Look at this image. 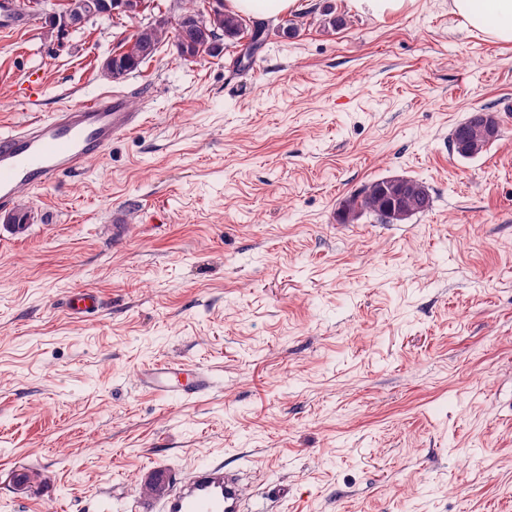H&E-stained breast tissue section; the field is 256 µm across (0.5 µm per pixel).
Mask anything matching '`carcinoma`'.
I'll list each match as a JSON object with an SVG mask.
<instances>
[{"label": "carcinoma", "mask_w": 512, "mask_h": 512, "mask_svg": "<svg viewBox=\"0 0 512 512\" xmlns=\"http://www.w3.org/2000/svg\"><path fill=\"white\" fill-rule=\"evenodd\" d=\"M98 0H66L60 12L78 18L90 10ZM211 9H201L197 0H181V5H169L150 16L149 21L138 25L130 36L118 46V52L103 64L104 74L114 82L124 79L143 62L153 57L159 45L165 41L175 44L179 57L193 59L211 50V38L224 37L243 47L245 55H252L262 44L263 30L250 26L236 13L224 10L221 2ZM467 131L473 142L475 154L487 151L492 140L483 136L472 117H467L452 133L457 141L461 131ZM417 196L401 193L402 177H389L366 183L341 203L338 216L342 223L358 221L362 215H372L384 224L392 207L407 210L408 217L424 213L431 208L432 199L422 182L411 180Z\"/></svg>", "instance_id": "carcinoma-1"}]
</instances>
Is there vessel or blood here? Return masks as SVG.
I'll list each match as a JSON object with an SVG mask.
<instances>
[{"label": "vessel or blood", "instance_id": "1", "mask_svg": "<svg viewBox=\"0 0 512 512\" xmlns=\"http://www.w3.org/2000/svg\"><path fill=\"white\" fill-rule=\"evenodd\" d=\"M30 25L27 13L13 0H0V26L22 31ZM141 113L126 95L103 93L48 117H35L0 133V213L15 208L19 196L60 178L80 174L89 158L102 154L113 140L138 130ZM99 308V295L80 290L66 299V309L76 317ZM141 387L161 397H198L211 391V374L198 366L159 360L139 372ZM130 512H255L244 496L239 471L221 465H204L185 473L155 505L133 502Z\"/></svg>", "mask_w": 512, "mask_h": 512}]
</instances>
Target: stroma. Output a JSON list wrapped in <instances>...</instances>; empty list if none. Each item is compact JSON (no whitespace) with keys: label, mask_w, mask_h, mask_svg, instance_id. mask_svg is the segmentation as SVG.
Masks as SVG:
<instances>
[{"label":"stroma","mask_w":512,"mask_h":512,"mask_svg":"<svg viewBox=\"0 0 512 512\" xmlns=\"http://www.w3.org/2000/svg\"><path fill=\"white\" fill-rule=\"evenodd\" d=\"M300 6L252 56L167 43L118 83L102 67L133 20L52 36L34 11L0 36V131L108 90L145 114L22 194L24 234L0 213V512H124L149 475L210 462L267 512H512V43L448 0L383 22ZM483 110L499 136L460 157L450 132ZM395 176L431 208L338 223ZM77 288L96 314H67ZM163 359L213 390L144 392Z\"/></svg>","instance_id":"stroma-1"}]
</instances>
